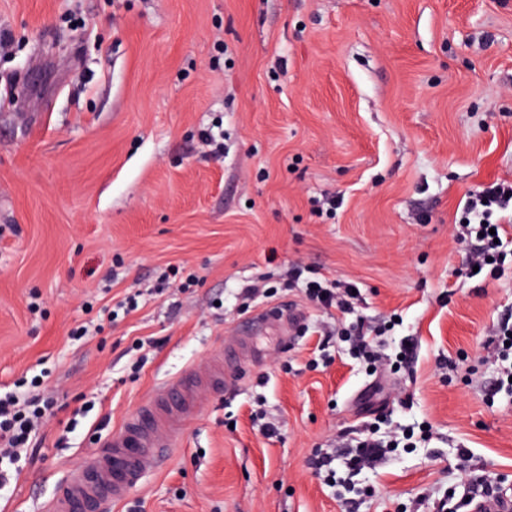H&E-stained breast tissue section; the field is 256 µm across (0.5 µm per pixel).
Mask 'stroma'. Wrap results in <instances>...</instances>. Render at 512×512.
<instances>
[{
  "label": "stroma",
  "mask_w": 512,
  "mask_h": 512,
  "mask_svg": "<svg viewBox=\"0 0 512 512\" xmlns=\"http://www.w3.org/2000/svg\"><path fill=\"white\" fill-rule=\"evenodd\" d=\"M4 32L0 392L36 378L66 408L0 512H45L262 313L112 512H437L474 475L512 494V391L484 361L512 314V213L497 270L471 275L456 237L468 196L512 182V0H0ZM292 261L357 285L381 369L342 336L319 351L328 316L281 288ZM173 267L193 286L156 291ZM261 276L273 292L243 301ZM395 430L414 447L354 478L336 459L335 486L310 464Z\"/></svg>",
  "instance_id": "35a3bbf8"
}]
</instances>
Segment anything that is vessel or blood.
I'll use <instances>...</instances> for the list:
<instances>
[{
  "instance_id": "obj_1",
  "label": "vessel or blood",
  "mask_w": 512,
  "mask_h": 512,
  "mask_svg": "<svg viewBox=\"0 0 512 512\" xmlns=\"http://www.w3.org/2000/svg\"><path fill=\"white\" fill-rule=\"evenodd\" d=\"M190 381L175 379L158 387L111 441L71 471L49 504V512H101L162 464V450L197 411ZM468 512H512V497H474Z\"/></svg>"
}]
</instances>
